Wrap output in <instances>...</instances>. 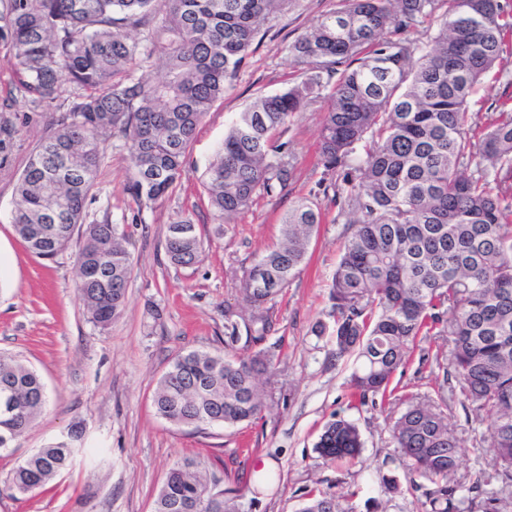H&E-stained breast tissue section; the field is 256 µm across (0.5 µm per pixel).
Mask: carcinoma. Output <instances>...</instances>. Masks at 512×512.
I'll list each match as a JSON object with an SVG mask.
<instances>
[{
	"label": "carcinoma",
	"mask_w": 512,
	"mask_h": 512,
	"mask_svg": "<svg viewBox=\"0 0 512 512\" xmlns=\"http://www.w3.org/2000/svg\"><path fill=\"white\" fill-rule=\"evenodd\" d=\"M153 0H0L5 42L22 98L48 115L49 134L16 184L15 234L41 257L67 250L76 231V290L91 322L104 329L126 306L133 256L120 225L86 222V205L108 142L124 141L132 175L124 191L139 205L173 189L186 154L262 26L291 0H166L160 20ZM447 4L425 50L402 34ZM508 0H341L291 45L300 83L259 96L240 112L205 172L212 217L223 223L261 196L286 195L294 176L280 134L293 114L321 98L319 154L323 177L282 224V240L249 268L241 300L249 316L224 309V352L179 355L160 378L153 402L177 427L237 426L262 416L278 360L265 347L274 331L280 291L304 264L321 223L318 195L333 194L356 215L350 222L330 300L331 357L360 364L351 397L364 405L395 391L418 338L445 336L449 366L472 411L491 417L495 479L512 485V113L489 116L471 136V97L502 62L512 35ZM149 27L152 48L131 29ZM159 52L163 75H132ZM79 90L66 110L63 84ZM19 128L0 115V165ZM365 156L349 162L358 147ZM481 157L486 165L474 163ZM168 233L166 253L178 267L203 260L204 243L185 219ZM0 455L30 428L47 404L44 384L18 358L0 354ZM399 467L422 491L429 512H463L480 499L499 512L483 476L454 479L462 448L440 402L410 401L393 425ZM357 425L328 422L315 445L327 464L357 458ZM77 448L50 443L23 458L9 487L42 488L67 468ZM175 465L154 512H240L237 496L216 488V473ZM298 512H341L336 496L303 491Z\"/></svg>",
	"instance_id": "cac0c4a2"
}]
</instances>
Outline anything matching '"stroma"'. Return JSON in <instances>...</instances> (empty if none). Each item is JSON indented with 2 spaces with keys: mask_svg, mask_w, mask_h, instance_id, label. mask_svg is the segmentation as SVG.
<instances>
[{
  "mask_svg": "<svg viewBox=\"0 0 512 512\" xmlns=\"http://www.w3.org/2000/svg\"><path fill=\"white\" fill-rule=\"evenodd\" d=\"M337 6V0H292L286 13L265 24L263 38L205 117L181 180L156 203L140 207L125 193L131 160L121 139L110 141L87 218L121 225L133 265L126 307L105 329L88 319L77 297L73 250L43 258L13 232L18 175L48 128L17 93L0 44V107L22 120L17 146L0 166V352L36 370L48 398L34 426L17 439L14 455L0 457V512H153L170 468L186 458L223 471L224 486L238 490L243 512H297L303 489L312 487L335 494L357 512H427L421 493L406 487L392 492L383 484L398 471L391 426L411 398L442 399L463 448L460 482L494 473L488 418L464 407L455 381L435 374V359L449 355L445 337L423 341L430 362L411 361L388 400L351 407L356 359L331 360V334L312 332L316 323H333L329 288L348 234L347 214L327 197L319 200L323 219L306 262L276 299V325L267 344L279 371L274 403L263 419L198 432L171 425L153 407L156 384L178 354L223 350L224 310H240L244 272L275 245L283 216L322 176L323 99L296 113L283 135L295 165L288 194L258 198L216 234L202 181L225 130L259 95L298 81L289 44ZM179 215L197 224L204 241L205 257L192 268L172 265L166 254L167 226ZM338 416L357 424L364 448L357 459L331 467L314 445L324 425ZM76 422L84 432L72 467L32 494L13 495L9 476L18 458L66 435Z\"/></svg>",
  "mask_w": 512,
  "mask_h": 512,
  "instance_id": "1",
  "label": "stroma"
}]
</instances>
